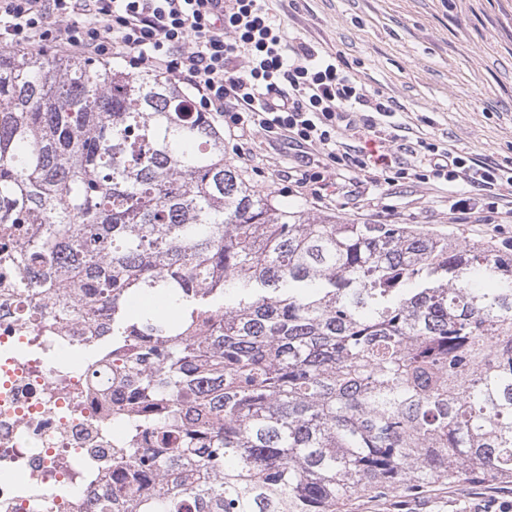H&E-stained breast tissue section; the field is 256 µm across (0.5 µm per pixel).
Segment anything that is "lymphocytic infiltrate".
<instances>
[{"mask_svg": "<svg viewBox=\"0 0 512 512\" xmlns=\"http://www.w3.org/2000/svg\"><path fill=\"white\" fill-rule=\"evenodd\" d=\"M48 46L169 74L191 91L194 109L211 113L239 144L260 129L319 148L357 177L395 170L493 194L512 186L504 169L424 141L415 164L397 166L391 105L369 97L331 59L291 46L265 0H0L1 49ZM343 131L373 141L374 150H339Z\"/></svg>", "mask_w": 512, "mask_h": 512, "instance_id": "lymphocytic-infiltrate-1", "label": "lymphocytic infiltrate"}]
</instances>
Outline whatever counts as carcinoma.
Here are the masks:
<instances>
[{"label":"carcinoma","mask_w":512,"mask_h":512,"mask_svg":"<svg viewBox=\"0 0 512 512\" xmlns=\"http://www.w3.org/2000/svg\"><path fill=\"white\" fill-rule=\"evenodd\" d=\"M0 241L109 306L129 512H340L512 482V253L278 208L174 79L0 52Z\"/></svg>","instance_id":"cac0c4a2"}]
</instances>
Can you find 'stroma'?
<instances>
[{"label":"stroma","instance_id":"obj_1","mask_svg":"<svg viewBox=\"0 0 512 512\" xmlns=\"http://www.w3.org/2000/svg\"><path fill=\"white\" fill-rule=\"evenodd\" d=\"M289 36L335 58L368 95L390 101L399 126L393 149L413 161L418 139L465 159L512 168V0H266ZM244 170L275 201L310 216L357 224H411L460 240L512 241V221L486 224L477 214L450 213L452 200L480 198L478 188L432 178L358 188L346 204H313L289 192L273 171L299 174L318 153L301 157L265 132L242 151ZM511 483L432 484L418 494L363 497L342 512H474V502L511 491Z\"/></svg>","mask_w":512,"mask_h":512}]
</instances>
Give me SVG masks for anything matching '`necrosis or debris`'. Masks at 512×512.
Wrapping results in <instances>:
<instances>
[{"label":"necrosis or debris","instance_id":"obj_1","mask_svg":"<svg viewBox=\"0 0 512 512\" xmlns=\"http://www.w3.org/2000/svg\"><path fill=\"white\" fill-rule=\"evenodd\" d=\"M105 315L29 297L0 278V512H99L131 476L114 467L123 428L102 425L121 405L103 339Z\"/></svg>","mask_w":512,"mask_h":512}]
</instances>
